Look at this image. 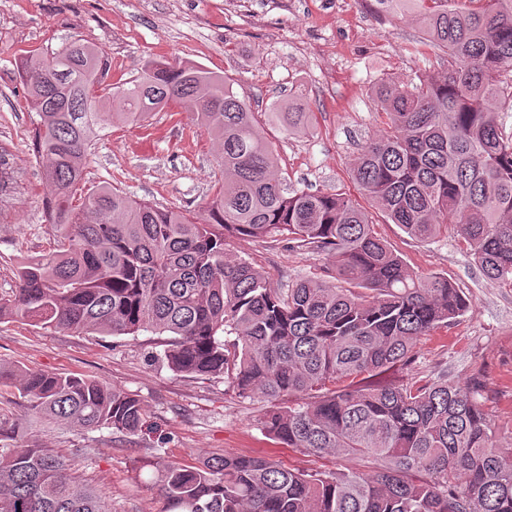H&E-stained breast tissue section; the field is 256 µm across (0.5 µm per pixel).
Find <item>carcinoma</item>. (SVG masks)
Instances as JSON below:
<instances>
[{
  "label": "carcinoma",
  "instance_id": "carcinoma-1",
  "mask_svg": "<svg viewBox=\"0 0 512 512\" xmlns=\"http://www.w3.org/2000/svg\"><path fill=\"white\" fill-rule=\"evenodd\" d=\"M410 13L444 74L381 85L388 122L350 168L359 195L411 238L453 226L490 280L512 285V137L499 102L512 87V0H379ZM36 113L54 246L17 267L0 319L103 336L169 333L176 373L227 376L271 403L276 443L368 461L369 473L285 469L263 455L197 466L156 462L167 512H512V455L469 387L374 379L411 362L419 337L467 311L447 277L423 276L377 236L347 193L288 187L251 105L232 81L191 63H145L119 86L107 59L74 38L17 66ZM177 107L212 137L224 180L203 213L137 202L111 184L76 196L96 140ZM290 134L311 112L266 113ZM229 237L278 238L331 259L325 278L273 288ZM335 282H330V279ZM233 334L224 342L221 336ZM347 385L336 387V382ZM31 413L61 428L134 434L139 399L75 374L0 363ZM0 512H106L99 494L46 448L0 451Z\"/></svg>",
  "mask_w": 512,
  "mask_h": 512
}]
</instances>
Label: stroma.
I'll list each match as a JSON object with an SVG mask.
<instances>
[{
    "instance_id": "35a3bbf8",
    "label": "stroma",
    "mask_w": 512,
    "mask_h": 512,
    "mask_svg": "<svg viewBox=\"0 0 512 512\" xmlns=\"http://www.w3.org/2000/svg\"><path fill=\"white\" fill-rule=\"evenodd\" d=\"M97 43L110 64L109 84L137 76L151 59L189 62L232 79L253 111L302 95L315 114L305 132L261 125L289 187L353 192L349 164L387 117L375 97L382 82L440 72L443 54L424 42L406 16L378 10L376 0H0V148L14 174L0 192V297L17 286L16 268L42 256L56 231L43 199L48 192L35 156V115L16 69L32 50L50 53L66 40ZM86 188L110 182L133 199L199 210L222 177L212 141L181 110L159 112L143 125L117 126L88 158ZM368 214L390 248L415 272L447 276L467 311L423 336L409 365L382 381L434 380L473 387L488 410L494 440L512 453V285L488 280L456 229L428 242ZM229 249L284 288L320 277L324 256L281 240L232 238ZM164 335L102 336L51 331L0 320V362L54 373H77L140 399L144 425L133 434L107 428L70 431L47 423L0 387V449L37 445L62 454L72 473L105 498L109 512H165L157 459L194 465L213 457L267 455L286 468L346 470L352 461L318 458L282 447L264 432L269 403L243 397L226 377L176 374L164 365Z\"/></svg>"
}]
</instances>
